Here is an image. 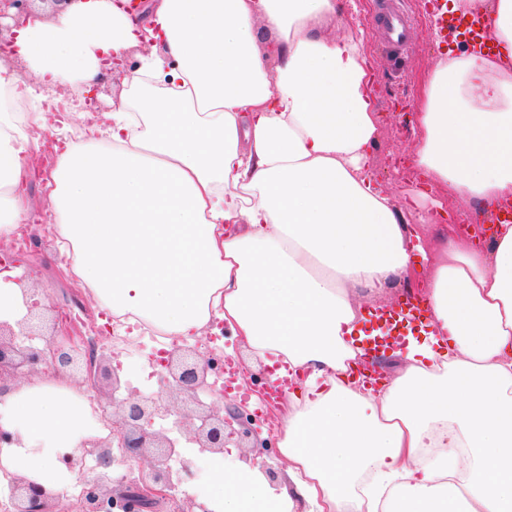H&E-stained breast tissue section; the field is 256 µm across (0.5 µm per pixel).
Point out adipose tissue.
<instances>
[{"label": "adipose tissue", "instance_id": "obj_1", "mask_svg": "<svg viewBox=\"0 0 512 512\" xmlns=\"http://www.w3.org/2000/svg\"><path fill=\"white\" fill-rule=\"evenodd\" d=\"M341 0H159L145 29L110 0H76L19 30L37 76L93 82L102 58L149 40L140 120L84 112L110 146L68 143L51 172L74 279L113 315L171 337L223 322L286 379L279 448L295 494L247 465H214L213 512H512V224L490 243L448 237L422 267L371 171L380 122L361 39L318 23ZM500 61L443 56L419 92L413 165L459 205L512 200V0H491ZM274 31L268 68L254 22ZM0 113V240L23 222L30 135ZM401 280L429 302L397 375H359L362 299ZM0 484L67 497L58 459L100 438L89 403L39 374L0 397ZM466 462H459V453Z\"/></svg>", "mask_w": 512, "mask_h": 512}]
</instances>
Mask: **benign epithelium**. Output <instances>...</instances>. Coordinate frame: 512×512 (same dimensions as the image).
<instances>
[{
    "mask_svg": "<svg viewBox=\"0 0 512 512\" xmlns=\"http://www.w3.org/2000/svg\"><path fill=\"white\" fill-rule=\"evenodd\" d=\"M33 0H0V20L9 19L20 28L35 21ZM22 288L27 314L16 326L0 321V397L16 382L29 380L40 373L53 371L74 375L79 370L78 359L84 360V381L98 394L105 392L98 384V373L107 357L98 353V339L84 342V348L66 345L46 332L44 317L35 313L38 302L31 301L34 289L25 279ZM23 336L32 341L41 339L44 348L34 349L18 341ZM218 358L213 350L203 353L200 345L176 348L163 362L159 373L160 393L145 395L134 392L122 400H112V439L89 440L84 445L97 449L94 469H101L113 459L111 448H121L125 461L144 460L150 473L129 472L117 480L118 491L103 484L105 473L84 482L81 500L84 512H153L155 507L173 499L172 491L183 482L173 476L171 460L179 456L178 440L164 430L154 429L155 421L171 416L185 438L202 452H222L228 439L252 444L259 434L255 419L237 407H226L219 401L205 405L200 395H215L214 382ZM234 420L236 426L229 425ZM13 512H59L60 497L40 484L24 477L11 486Z\"/></svg>",
    "mask_w": 512,
    "mask_h": 512,
    "instance_id": "7a95c632",
    "label": "benign epithelium"
}]
</instances>
